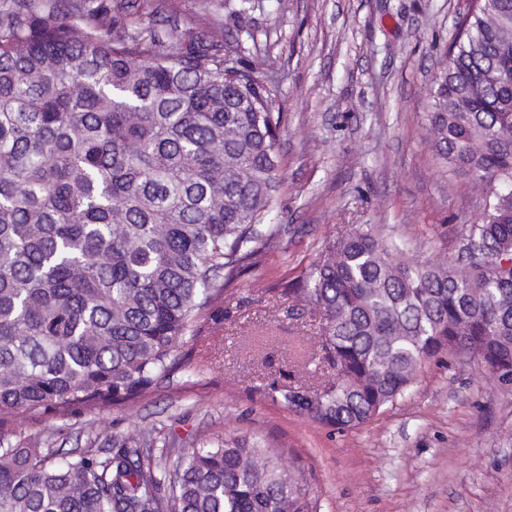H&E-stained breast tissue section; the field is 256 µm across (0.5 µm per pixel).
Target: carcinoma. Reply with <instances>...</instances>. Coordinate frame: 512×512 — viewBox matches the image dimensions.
<instances>
[{
    "mask_svg": "<svg viewBox=\"0 0 512 512\" xmlns=\"http://www.w3.org/2000/svg\"><path fill=\"white\" fill-rule=\"evenodd\" d=\"M139 29L112 0H0V416L133 401L200 311L269 248L282 116L224 28ZM433 78L432 146L489 186L461 260L397 261L374 227L328 244L294 301L321 312L330 372L290 407L370 420L418 365L465 349L512 382V0H479ZM49 460L0 445V512H314L258 441L155 458L151 434ZM169 493L162 494L163 486Z\"/></svg>",
    "mask_w": 512,
    "mask_h": 512,
    "instance_id": "1",
    "label": "carcinoma"
}]
</instances>
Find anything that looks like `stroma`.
I'll list each match as a JSON object with an SVG mask.
<instances>
[{
  "mask_svg": "<svg viewBox=\"0 0 512 512\" xmlns=\"http://www.w3.org/2000/svg\"><path fill=\"white\" fill-rule=\"evenodd\" d=\"M470 0H114L142 25L164 19L227 56L279 60L267 76L279 137V229L256 265L226 282L176 364L145 396L101 409L0 417V441L60 452L105 447L99 428L154 431L170 448L259 439L306 480L315 512H512V382L452 349L410 388L343 432L288 407V389L327 374L322 320L286 295L325 246L359 226L404 242L409 264L452 260L485 217L482 190L450 176L430 144L433 77Z\"/></svg>",
  "mask_w": 512,
  "mask_h": 512,
  "instance_id": "1",
  "label": "stroma"
}]
</instances>
